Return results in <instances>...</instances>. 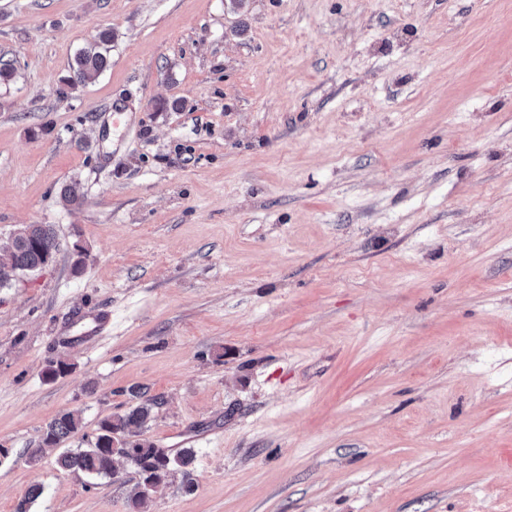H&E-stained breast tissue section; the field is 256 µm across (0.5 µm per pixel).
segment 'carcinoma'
I'll return each instance as SVG.
<instances>
[{"label": "carcinoma", "mask_w": 512, "mask_h": 512, "mask_svg": "<svg viewBox=\"0 0 512 512\" xmlns=\"http://www.w3.org/2000/svg\"><path fill=\"white\" fill-rule=\"evenodd\" d=\"M112 42V31L103 28L95 36V48L80 50L72 64L73 75L61 82L73 91L78 86L96 78L108 65L106 52ZM59 251V241L52 224H24L14 231L10 243L0 248V288L11 284L25 271L47 266ZM158 402L146 398L122 415L108 417L99 424L94 442L88 448L65 449L57 458V464L65 470H77L92 478L113 477L114 457L130 461L137 469L140 481L134 487L131 502L134 507L143 506L149 496L141 486L149 481L163 482L177 467L187 469L194 462L193 451L183 450L172 459L161 448L152 444L134 443L127 439L134 428H142L150 419ZM82 419L74 412H66L53 418L43 432L42 443L57 446L76 433Z\"/></svg>", "instance_id": "1"}]
</instances>
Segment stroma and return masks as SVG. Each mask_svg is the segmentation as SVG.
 Listing matches in <instances>:
<instances>
[{
	"mask_svg": "<svg viewBox=\"0 0 512 512\" xmlns=\"http://www.w3.org/2000/svg\"><path fill=\"white\" fill-rule=\"evenodd\" d=\"M1 58L0 245L60 249L0 288V512H130L42 435L138 388L195 454L146 512H512V0H0ZM112 42V31L109 28L99 29L95 36V48L81 49L75 56L72 64L73 76L63 77L61 82L74 91L79 85L100 75L108 65L107 52ZM101 48V50H96Z\"/></svg>",
	"mask_w": 512,
	"mask_h": 512,
	"instance_id": "1",
	"label": "stroma"
}]
</instances>
